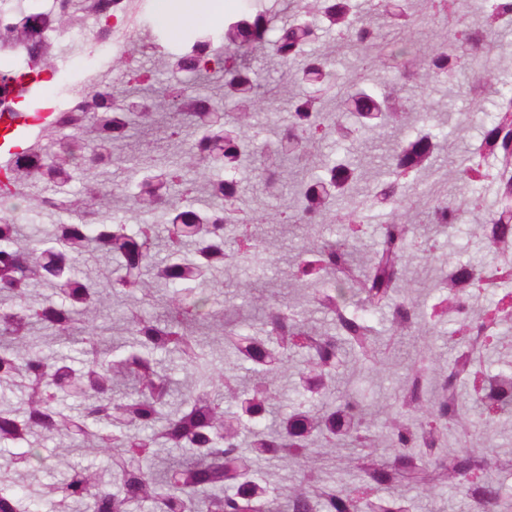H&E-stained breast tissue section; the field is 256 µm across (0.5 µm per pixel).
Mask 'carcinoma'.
<instances>
[{"label": "carcinoma", "instance_id": "cac0c4a2", "mask_svg": "<svg viewBox=\"0 0 512 512\" xmlns=\"http://www.w3.org/2000/svg\"><path fill=\"white\" fill-rule=\"evenodd\" d=\"M480 24L462 25L427 56L422 85L470 73V91L495 90L497 100L479 143L448 169L463 179L471 205L484 212L475 225L495 262L486 270L492 287L471 275L474 265L457 259L436 269V286L425 295L412 290L405 262L413 250L433 259L435 239L418 240L415 225L397 216L407 184L426 189L431 223L452 227L467 209L447 199L441 180H426L448 134L432 123L420 103L395 97L379 74L367 76L344 94L351 120L328 109L339 77L322 55H308L316 22L324 20L342 46H375L377 57L406 59L416 50L412 33L460 0H399L393 8L376 0L373 12L401 37L383 41L379 26L358 16L355 0H296L297 17L276 27L258 7L224 25L222 62L210 67L208 44L166 59L169 68L207 79L220 74L222 90L190 93L169 103L195 118L199 135L179 147V168H193L199 194L173 202L178 174L153 161L142 163L133 201L167 216V246L161 259L155 224H127L114 216L97 221L99 184L70 192L72 167L64 151L51 153L45 169L3 168L0 198L30 199L69 217L44 224L35 237L17 218L0 221V448H16L0 464V512H415L420 495L463 491L471 512H512V487L499 481L507 464L489 458L493 431L512 417V346L499 344L512 328V178L491 180L484 160L512 170V91L498 87L497 70L486 59L499 29L512 23V0H468ZM75 9L8 18L5 36L30 47L32 65L15 74L18 95L26 79L55 68L54 43L36 35L45 22L60 33L78 16L106 17L109 0H75ZM271 50L281 65L301 63L311 90L283 85L288 126L270 127L262 143L256 127L258 74L234 48ZM110 87H93L73 128L88 127L102 148L122 144L137 122L155 121L152 112L108 109ZM231 102L234 125L224 129L203 111ZM395 134L389 163L363 169L355 162L312 158L324 138L356 140L366 131ZM291 165L287 208L307 228L288 259V295L259 308L261 317L219 319L210 279L233 265L252 267L239 283L244 307L253 290L277 269L267 257L274 241L238 223L234 203L241 189L242 161L258 151ZM219 169L223 175L214 176ZM372 182V194L361 185ZM43 183L50 195H34ZM375 247L363 246V228L377 213ZM94 256L103 263L94 280L79 265ZM40 287L45 293L36 296ZM165 311H150L156 297ZM322 313L311 324L309 309ZM448 332V363L435 368L432 337ZM412 343L411 363L395 388L394 401L370 405L348 393L336 396L340 371L354 377L388 364L386 340ZM78 356L50 351L59 342ZM495 349L497 368L483 367V351ZM231 367L218 371L219 356ZM186 370L178 383L170 363ZM291 379L296 402L275 411L280 381ZM65 395L81 400L75 412ZM58 446L102 452L106 468L82 465ZM343 448L357 452L344 455ZM176 451L180 459L168 456ZM285 461L298 475L282 485L262 461ZM56 479L45 482L42 473Z\"/></svg>", "mask_w": 512, "mask_h": 512}]
</instances>
